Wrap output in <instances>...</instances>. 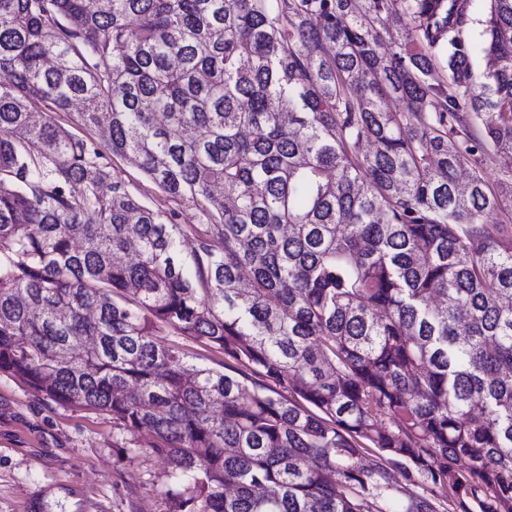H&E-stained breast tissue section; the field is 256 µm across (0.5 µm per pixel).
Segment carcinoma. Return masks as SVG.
Wrapping results in <instances>:
<instances>
[{
  "label": "carcinoma",
  "instance_id": "carcinoma-1",
  "mask_svg": "<svg viewBox=\"0 0 512 512\" xmlns=\"http://www.w3.org/2000/svg\"><path fill=\"white\" fill-rule=\"evenodd\" d=\"M474 2L0 0V373L150 434L168 512H512V181H458L512 154V0ZM113 166L127 181L131 189L147 204L154 208L176 209L177 223L188 228L192 224H202L198 211L187 203L169 201L154 184L146 179L141 172L128 165L123 159L114 158ZM160 340L165 343H181L182 348L191 356L190 359L197 364L218 368V364L224 361V356L220 353L205 349L200 343L185 340L180 336L163 335Z\"/></svg>",
  "mask_w": 512,
  "mask_h": 512
}]
</instances>
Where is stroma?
Segmentation results:
<instances>
[{
    "label": "stroma",
    "instance_id": "stroma-1",
    "mask_svg": "<svg viewBox=\"0 0 512 512\" xmlns=\"http://www.w3.org/2000/svg\"><path fill=\"white\" fill-rule=\"evenodd\" d=\"M113 166L150 206L200 223L193 206L169 201L123 159ZM131 439L109 414L57 406L0 375V512H167L168 465L150 453L122 457L114 443Z\"/></svg>",
    "mask_w": 512,
    "mask_h": 512
}]
</instances>
